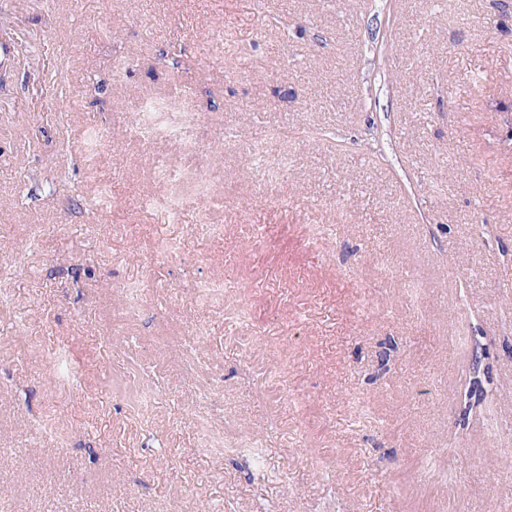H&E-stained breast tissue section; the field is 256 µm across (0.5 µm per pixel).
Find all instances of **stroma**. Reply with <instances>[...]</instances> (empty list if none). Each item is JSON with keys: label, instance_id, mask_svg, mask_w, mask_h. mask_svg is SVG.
Listing matches in <instances>:
<instances>
[{"label": "stroma", "instance_id": "35a3bbf8", "mask_svg": "<svg viewBox=\"0 0 512 512\" xmlns=\"http://www.w3.org/2000/svg\"><path fill=\"white\" fill-rule=\"evenodd\" d=\"M0 41V512H512V0H0ZM149 100L208 146L128 138ZM161 156L222 235L140 207Z\"/></svg>", "mask_w": 512, "mask_h": 512}]
</instances>
